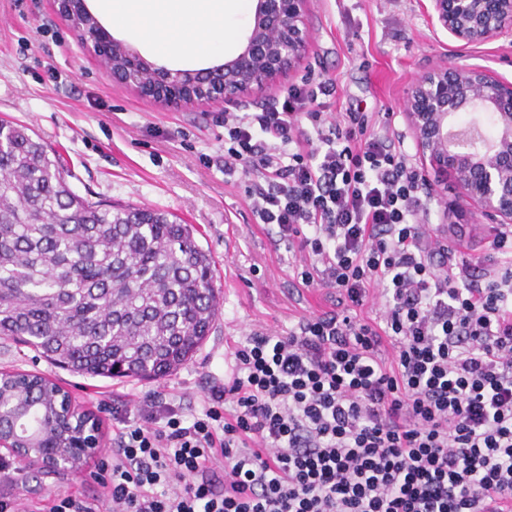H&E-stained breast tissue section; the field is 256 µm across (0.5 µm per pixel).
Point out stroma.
Here are the masks:
<instances>
[{"instance_id":"stroma-1","label":"stroma","mask_w":512,"mask_h":512,"mask_svg":"<svg viewBox=\"0 0 512 512\" xmlns=\"http://www.w3.org/2000/svg\"><path fill=\"white\" fill-rule=\"evenodd\" d=\"M426 0H309L310 54L289 83L333 81L332 112H358L370 121L390 113L391 128L406 134V100L414 80L448 62L478 65L512 82V31L466 46L428 16ZM224 105L164 107L115 82L91 43L54 0H0V120L24 125L57 151L66 181L79 196L105 204L166 212L192 225L209 253L220 309L192 360L158 380L90 377L64 369L25 345L0 338V370L36 372L68 390L112 431L137 418L153 392L181 398L201 412L211 380L231 371V352L254 332L283 333L299 318L329 310L319 289L297 293L299 254L280 241L275 226L258 224L247 204V182L224 176ZM453 195L429 196L425 224L448 225L458 256L477 258L495 235L488 221L445 215ZM110 448L64 480H36L20 464L10 491L18 512H41L56 496L102 492Z\"/></svg>"}]
</instances>
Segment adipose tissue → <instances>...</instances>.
Segmentation results:
<instances>
[{"label": "adipose tissue", "instance_id": "ef3b65f1", "mask_svg": "<svg viewBox=\"0 0 512 512\" xmlns=\"http://www.w3.org/2000/svg\"><path fill=\"white\" fill-rule=\"evenodd\" d=\"M113 28L142 39L164 62L191 58L205 68L236 39V18L249 0H93Z\"/></svg>", "mask_w": 512, "mask_h": 512}]
</instances>
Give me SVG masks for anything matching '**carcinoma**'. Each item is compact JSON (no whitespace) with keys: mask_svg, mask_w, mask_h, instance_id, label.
<instances>
[{"mask_svg":"<svg viewBox=\"0 0 512 512\" xmlns=\"http://www.w3.org/2000/svg\"><path fill=\"white\" fill-rule=\"evenodd\" d=\"M217 314L191 225L77 195L59 154L0 121V338L81 375L156 379Z\"/></svg>","mask_w":512,"mask_h":512,"instance_id":"1","label":"carcinoma"}]
</instances>
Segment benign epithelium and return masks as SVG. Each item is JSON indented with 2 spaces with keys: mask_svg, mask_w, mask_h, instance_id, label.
I'll return each mask as SVG.
<instances>
[{
  "mask_svg": "<svg viewBox=\"0 0 512 512\" xmlns=\"http://www.w3.org/2000/svg\"><path fill=\"white\" fill-rule=\"evenodd\" d=\"M239 50L203 70H170L93 21L96 53L117 57L112 79L165 107L261 99L296 72L309 53L308 0H255ZM431 19L468 44L512 30V0H427ZM64 17L90 15L84 0H56ZM491 115L497 134L480 141L454 138L458 114ZM406 118L423 177L437 192H456L462 216L512 224V83L481 66L450 64L420 75L408 93ZM44 393L42 430L23 426L28 401L20 389ZM104 447L101 422L67 390L28 371H0V452L37 466L47 478L72 475Z\"/></svg>",
  "mask_w": 512,
  "mask_h": 512,
  "instance_id": "benign-epithelium-1",
  "label": "benign epithelium"
}]
</instances>
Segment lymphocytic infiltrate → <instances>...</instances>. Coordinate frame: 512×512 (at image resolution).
<instances>
[{"label":"lymphocytic infiltrate","instance_id":"1","mask_svg":"<svg viewBox=\"0 0 512 512\" xmlns=\"http://www.w3.org/2000/svg\"><path fill=\"white\" fill-rule=\"evenodd\" d=\"M332 86L223 119L225 175L332 310L245 337L201 413L152 394L112 436L100 501L49 512H512V225L457 258L418 220L403 137L326 111Z\"/></svg>","mask_w":512,"mask_h":512}]
</instances>
